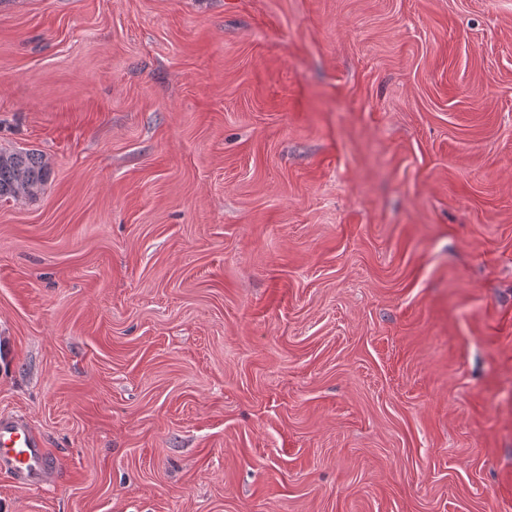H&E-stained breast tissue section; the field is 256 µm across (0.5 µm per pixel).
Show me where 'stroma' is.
Masks as SVG:
<instances>
[{
	"label": "stroma",
	"instance_id": "obj_1",
	"mask_svg": "<svg viewBox=\"0 0 512 512\" xmlns=\"http://www.w3.org/2000/svg\"><path fill=\"white\" fill-rule=\"evenodd\" d=\"M0 512H512V0H0ZM48 174L42 155L0 149V202L35 198L47 182ZM21 189L23 193L19 195ZM23 485L40 487L49 479L47 448L39 437L19 421L0 419V471Z\"/></svg>",
	"mask_w": 512,
	"mask_h": 512
}]
</instances>
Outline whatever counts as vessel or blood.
<instances>
[{"mask_svg": "<svg viewBox=\"0 0 512 512\" xmlns=\"http://www.w3.org/2000/svg\"><path fill=\"white\" fill-rule=\"evenodd\" d=\"M1 470L29 487H40L49 478L48 452L41 439L21 422L0 419Z\"/></svg>", "mask_w": 512, "mask_h": 512, "instance_id": "vessel-or-blood-1", "label": "vessel or blood"}]
</instances>
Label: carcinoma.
<instances>
[{
	"label": "carcinoma",
	"instance_id": "obj_1",
	"mask_svg": "<svg viewBox=\"0 0 512 512\" xmlns=\"http://www.w3.org/2000/svg\"><path fill=\"white\" fill-rule=\"evenodd\" d=\"M48 174L41 155L0 149V202L36 197L47 182Z\"/></svg>",
	"mask_w": 512,
	"mask_h": 512
}]
</instances>
